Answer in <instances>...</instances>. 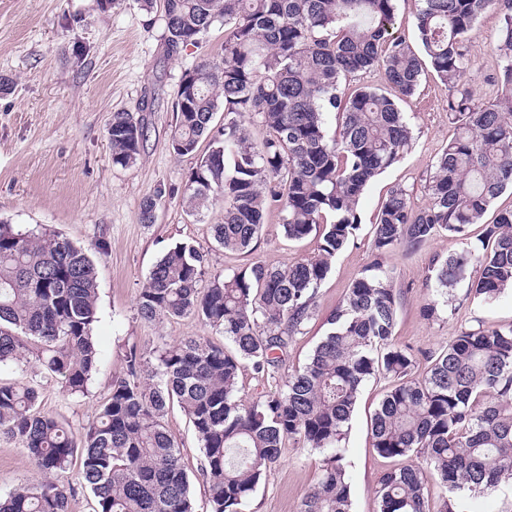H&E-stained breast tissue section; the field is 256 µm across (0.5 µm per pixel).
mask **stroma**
Returning a JSON list of instances; mask_svg holds the SVG:
<instances>
[{"instance_id":"1","label":"stroma","mask_w":512,"mask_h":512,"mask_svg":"<svg viewBox=\"0 0 512 512\" xmlns=\"http://www.w3.org/2000/svg\"><path fill=\"white\" fill-rule=\"evenodd\" d=\"M499 17L482 15L467 44L469 72L482 100L497 97L494 79ZM162 9L147 13L136 0H121L102 13L96 0H0V75L9 77L0 90V220L20 227L51 226L84 248L105 239L95 255L99 322L95 335L100 361L80 395L65 392L60 377L41 366L28 371L0 366L1 383H25L39 393L41 408L80 428L93 421L114 376L125 369V350L134 345L152 354L162 344L188 337L223 344L221 334L188 316L160 323L140 319L136 297L156 261L180 242L208 254L209 271L221 274L253 262L290 265L313 256L316 236L291 241L282 233V214L269 210L255 248L231 253L213 239L210 227L222 223L223 202L201 216H191L182 189L195 167V156H176L171 148L175 127V93L185 70L202 59L221 56L224 28L217 25L199 46L167 56ZM142 111L147 136L141 157L131 167L113 165L106 136L112 113ZM413 129L404 157L371 181L361 197L359 230L332 262L316 298V312L306 332L288 350V364L303 365L324 333L323 323L342 302L349 285L375 259L371 224L390 190L403 186L413 207L427 204L432 166L454 134L448 121V86L425 70L415 94L402 104ZM160 196L154 223L140 220L143 201ZM512 208V189L489 207L483 223L470 226L466 239L440 233L413 249L399 248L383 259L399 305L394 340L416 363L445 346L462 329L512 327V292L492 303L473 299L466 283L454 290L451 305L434 316L424 309L431 297L425 279L437 259L469 249L490 250L484 227ZM390 379L376 376L362 387L344 443L351 485V512H378L375 490L390 460L370 442V424ZM166 426L185 464L196 469L200 451L194 429L178 405H171ZM322 456L294 441L284 443L280 457L254 493L249 512H299L315 484ZM43 475L18 443L0 439V494L18 483H37Z\"/></svg>"}]
</instances>
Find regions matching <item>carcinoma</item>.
<instances>
[{
    "mask_svg": "<svg viewBox=\"0 0 512 512\" xmlns=\"http://www.w3.org/2000/svg\"><path fill=\"white\" fill-rule=\"evenodd\" d=\"M421 2L410 41L391 32L396 0H163L169 56L224 26V54L185 71L176 92L173 152L198 153L207 142L184 184L186 213L198 216L222 198L224 221L211 225L213 238L228 252L248 253L266 210L276 207L284 235L314 233L318 252L212 277L200 249L170 247L139 291L138 316L159 323L193 315L226 345L183 339L158 347L154 364L129 347L96 419L78 430L41 411L34 387L1 383L0 438L22 445L44 480L0 496V512H68L76 484L93 494L98 512H195L190 474L164 422L174 402L200 444L211 512H247L287 440L323 455L300 512H351L341 443L363 384L378 375L393 383L372 417L371 445L396 461L379 479V512H430L428 469L453 495H488L512 479V328L464 329L418 374L393 341L398 296L377 261L349 286L307 361L291 369L286 360L332 260L359 229L366 185L411 145L399 101L414 95L424 66L448 85L456 132L429 177L427 205L415 209L405 188L391 189L372 224L376 257L442 231L466 236L512 187V0ZM491 9L503 89L482 102L467 78V42ZM375 68L385 89H346ZM332 112L337 135L326 126ZM256 122L266 130L258 143ZM145 137L134 113H112V163L135 164ZM485 233L490 251L464 249L435 268L429 314L463 280L485 302L512 289V209ZM97 300L86 250L46 227L0 224V364L33 358L63 377L70 394L84 393L100 360ZM246 364L277 383L249 403L238 396ZM76 459V484L60 482Z\"/></svg>",
    "mask_w": 512,
    "mask_h": 512,
    "instance_id": "obj_1",
    "label": "carcinoma"
}]
</instances>
